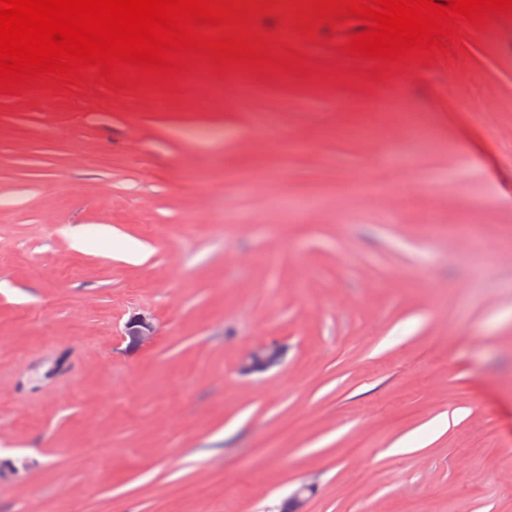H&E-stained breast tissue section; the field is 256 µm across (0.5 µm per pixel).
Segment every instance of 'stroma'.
Segmentation results:
<instances>
[{"label":"stroma","instance_id":"1","mask_svg":"<svg viewBox=\"0 0 512 512\" xmlns=\"http://www.w3.org/2000/svg\"><path fill=\"white\" fill-rule=\"evenodd\" d=\"M492 26L371 96L251 75L201 106V71L160 108L0 95V512H278L305 483V512H512V19ZM360 28L303 54L330 65ZM141 313L158 334L133 349ZM271 339L285 362L242 375Z\"/></svg>","mask_w":512,"mask_h":512}]
</instances>
